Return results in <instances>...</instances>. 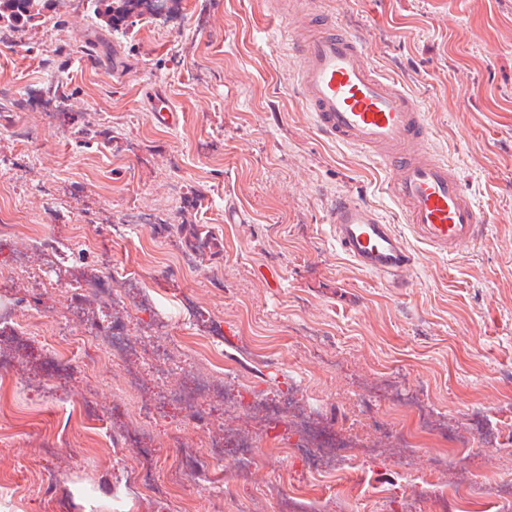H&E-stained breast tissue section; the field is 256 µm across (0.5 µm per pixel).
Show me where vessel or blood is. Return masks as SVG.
Wrapping results in <instances>:
<instances>
[{"label":"vessel or blood","instance_id":"1","mask_svg":"<svg viewBox=\"0 0 512 512\" xmlns=\"http://www.w3.org/2000/svg\"><path fill=\"white\" fill-rule=\"evenodd\" d=\"M299 61L296 86L316 126L360 149L380 150L408 234L370 206L340 195L327 210L338 250L362 271L403 286L415 265L406 238L440 253L476 246L488 219L447 160L428 145L429 126L416 99L394 77L376 72L357 33L307 23L291 37Z\"/></svg>","mask_w":512,"mask_h":512}]
</instances>
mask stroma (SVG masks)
<instances>
[{
	"mask_svg": "<svg viewBox=\"0 0 512 512\" xmlns=\"http://www.w3.org/2000/svg\"><path fill=\"white\" fill-rule=\"evenodd\" d=\"M361 33L367 60L398 78L430 125V146L488 214L483 239L455 255L409 240V284L388 286L337 249L326 222L337 195L377 209L399 232L405 216L380 160L326 137L298 96V63L275 0H178L171 23L130 13L109 23L94 0H56L0 44V196L18 234L71 242L68 261L105 258L141 286L126 324L159 325L182 345L173 386L223 378L225 427L257 434V462L233 452L196 471L211 423L162 414L148 427L161 472L186 466L171 502L208 512H457L440 487L478 477L512 484V0H315ZM177 110L151 116L146 88ZM158 228L114 233L132 208ZM206 242L197 267L173 250ZM70 286L34 296L37 332L89 326ZM222 322L224 366L194 343L184 301ZM124 359L75 361L40 387L0 370V512H163L158 497L126 501L127 465L91 436L83 407H135ZM430 404L447 426L492 423L495 442L460 446L420 432L384 393ZM290 396L340 437L374 434L392 414L412 441L399 455L354 449L346 476L317 480L280 448V427H258L237 395ZM447 460L428 471L427 461Z\"/></svg>",
	"mask_w": 512,
	"mask_h": 512,
	"instance_id": "35a3bbf8",
	"label": "stroma"
}]
</instances>
